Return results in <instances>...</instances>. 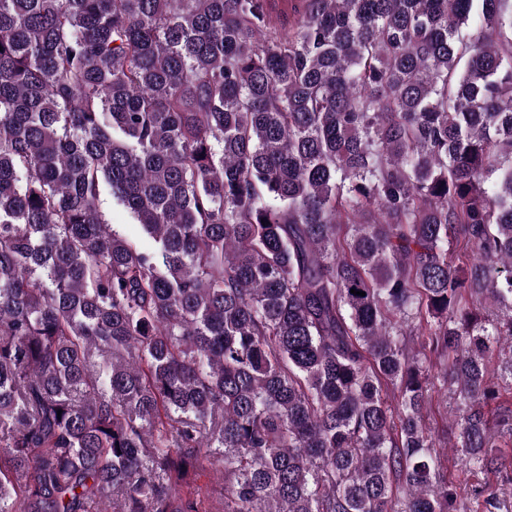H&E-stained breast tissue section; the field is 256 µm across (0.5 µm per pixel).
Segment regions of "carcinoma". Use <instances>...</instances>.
Listing matches in <instances>:
<instances>
[{"mask_svg":"<svg viewBox=\"0 0 512 512\" xmlns=\"http://www.w3.org/2000/svg\"><path fill=\"white\" fill-rule=\"evenodd\" d=\"M506 336L512 0H0V512H512ZM98 209L105 222L121 235L144 246L151 244L150 239L143 233L131 214L123 207L113 203L112 196L107 191L101 194L98 200ZM449 399H448V408L443 401L437 402L436 400L433 402L432 407L428 411L431 422L435 427V436L439 435V437H446L448 433V443L453 440L454 430L450 423V412L451 408H449ZM448 410V414H447ZM448 416V424L446 417ZM448 425V427H447ZM448 460V482L456 484L460 493L467 498V501H470L472 509L470 512H481L480 509L477 508L473 490L483 482L482 476H473L461 469L460 466H455L453 463L455 458L450 453ZM190 482L194 483V486L202 488V492L209 493L214 500V504L218 507L215 501L221 503L224 502V482L217 478L214 471L209 468L197 470L195 473H191ZM212 498L210 500H212Z\"/></svg>","mask_w":512,"mask_h":512,"instance_id":"1","label":"carcinoma"}]
</instances>
